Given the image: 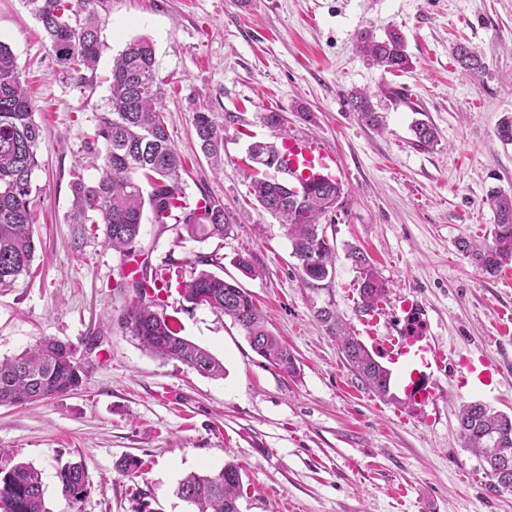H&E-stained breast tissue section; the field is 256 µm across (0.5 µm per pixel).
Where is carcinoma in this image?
I'll return each mask as SVG.
<instances>
[{
  "instance_id": "carcinoma-1",
  "label": "carcinoma",
  "mask_w": 512,
  "mask_h": 512,
  "mask_svg": "<svg viewBox=\"0 0 512 512\" xmlns=\"http://www.w3.org/2000/svg\"><path fill=\"white\" fill-rule=\"evenodd\" d=\"M92 0H25L56 62L78 81L83 72L97 66L103 43L102 19ZM358 47L370 64L386 73L406 72L413 66L402 32L393 27L377 37L370 30L358 35ZM454 60L466 77L477 78L485 64L460 43ZM155 48L147 37L128 43L112 60L109 94L101 106L94 140L102 141L100 175L93 183L73 174L74 207L82 223L102 225L106 243L127 257L146 216L153 223L173 220L182 224L187 236L205 241L224 240L232 232L224 207L208 196L191 204L183 191L184 163L171 142L163 112V89L155 74ZM350 105L368 127L384 126L373 95L355 91ZM193 125L202 154L214 163L224 155V127L210 112L194 114ZM414 144L422 149L438 145L434 125L416 120L411 125ZM41 128L34 120V102L24 86L22 71L11 48L0 41V288L11 286L32 270L35 244L32 213L38 193L33 174L39 167ZM280 150L275 143L255 142L249 148L252 163L281 169ZM287 180L254 179L250 194L259 207L280 218L288 233L292 256L303 275L321 281L334 270V251L319 233L320 220L334 212L343 188L334 178H320L304 185L302 195L290 192ZM494 213L491 238L480 243L461 238L458 250L489 275L512 263V193L502 189L488 194ZM359 273L358 296L362 311L379 306L387 288L376 275L369 257L353 247L348 253ZM167 263L141 265L129 284L146 296V301L126 309L122 328L145 350L168 361H177L205 377L224 375V364L207 349L180 335L176 320L164 312L170 296L171 277ZM179 294L193 306H207L231 318L244 331L251 348L283 371L296 370L294 356L268 328L265 315L253 295L235 281H227L201 270L181 282ZM317 320L336 337L339 349L362 386L379 397H389L391 371L375 359L367 347L342 328L336 312L323 308ZM85 377L76 349L68 343L41 337L22 353L0 359V407H17L44 402L78 388ZM460 435L487 465L488 490L512 491V415L494 412L474 402L459 414ZM62 494L73 508L86 496L88 472L83 460L57 469ZM242 469L228 462L219 471L189 474L176 494L194 505L197 512H239ZM0 504L5 512H49L45 505L43 472L31 463L18 462L0 470Z\"/></svg>"
}]
</instances>
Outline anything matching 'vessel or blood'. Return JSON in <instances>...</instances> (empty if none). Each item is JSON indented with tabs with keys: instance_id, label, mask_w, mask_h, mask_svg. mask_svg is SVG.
I'll list each match as a JSON object with an SVG mask.
<instances>
[{
	"instance_id": "vessel-or-blood-1",
	"label": "vessel or blood",
	"mask_w": 512,
	"mask_h": 512,
	"mask_svg": "<svg viewBox=\"0 0 512 512\" xmlns=\"http://www.w3.org/2000/svg\"><path fill=\"white\" fill-rule=\"evenodd\" d=\"M335 158L313 139H289L281 168L289 179L326 177L333 170ZM377 349L393 363H402L403 392L412 404L425 405L433 396L431 378L436 368L442 367L446 355L426 331H402L389 340L376 344Z\"/></svg>"
}]
</instances>
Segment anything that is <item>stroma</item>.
<instances>
[{
  "label": "stroma",
  "instance_id": "stroma-1",
  "mask_svg": "<svg viewBox=\"0 0 512 512\" xmlns=\"http://www.w3.org/2000/svg\"><path fill=\"white\" fill-rule=\"evenodd\" d=\"M101 59L84 83L57 64L22 0H0V41L14 52L43 129L33 209L32 275L0 288V358L42 336L72 344L85 365L80 387L47 402L0 407V470L30 462L44 472L49 512H195L176 495L190 473L242 469L240 512H512V492H488L480 458L460 436L461 405L480 402L512 414V266L489 275L457 250L482 241L494 222L489 190L512 189V144L496 127L512 114V0H99ZM399 27L414 67L387 74L370 66L357 34ZM155 45V72L171 140L186 159L188 201L208 195L233 226L224 242L182 237L180 225L144 223L135 258L113 251L79 225L74 169L98 178L84 150L109 93L112 58L136 37ZM464 41L486 64L464 78L453 58ZM410 105L390 102L386 88ZM375 93L383 130L364 125L352 91ZM281 112L272 129L260 119ZM224 128V166L202 154L195 112ZM436 127L439 143H413L411 125ZM317 139L335 154L343 187L333 217L321 221L335 270L303 278L286 228L256 206L254 142ZM364 250L388 288L376 328L358 302L348 246ZM220 251L218 275L239 279L296 358L290 375L251 348L244 331L209 307L167 300L182 336L224 364L218 379L141 349L120 326L127 290L117 289L132 260L170 261L173 280L189 279ZM252 276L241 275L237 255ZM421 309L447 354L435 371L436 396L404 404L399 384L385 400L361 387L333 336L316 319L330 308L364 344L371 332L396 335L407 324L402 301ZM467 386H459L460 377ZM133 456L135 477L115 469ZM80 458L90 488L68 508L55 477Z\"/></svg>",
  "mask_w": 512,
  "mask_h": 512
}]
</instances>
